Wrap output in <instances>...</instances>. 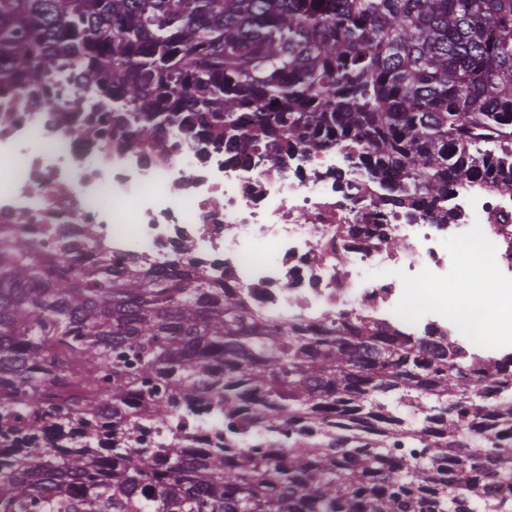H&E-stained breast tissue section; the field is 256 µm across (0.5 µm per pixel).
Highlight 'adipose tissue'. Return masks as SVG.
Returning <instances> with one entry per match:
<instances>
[{
  "label": "adipose tissue",
  "mask_w": 512,
  "mask_h": 512,
  "mask_svg": "<svg viewBox=\"0 0 512 512\" xmlns=\"http://www.w3.org/2000/svg\"><path fill=\"white\" fill-rule=\"evenodd\" d=\"M435 297L464 328L482 327L486 338L512 332V290L496 287L490 265L463 267L455 283L435 293L420 290L418 300Z\"/></svg>",
  "instance_id": "1"
}]
</instances>
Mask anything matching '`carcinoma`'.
Here are the masks:
<instances>
[{
	"mask_svg": "<svg viewBox=\"0 0 512 512\" xmlns=\"http://www.w3.org/2000/svg\"><path fill=\"white\" fill-rule=\"evenodd\" d=\"M48 69L144 141L334 144L411 218L512 193V0H0V89ZM71 254L0 236V512H512V397L459 346L299 336ZM210 412L224 434L139 447Z\"/></svg>",
	"mask_w": 512,
	"mask_h": 512,
	"instance_id": "carcinoma-1",
	"label": "carcinoma"
}]
</instances>
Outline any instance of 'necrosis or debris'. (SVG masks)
I'll return each mask as SVG.
<instances>
[{
	"label": "necrosis or debris",
	"mask_w": 512,
	"mask_h": 512,
	"mask_svg": "<svg viewBox=\"0 0 512 512\" xmlns=\"http://www.w3.org/2000/svg\"><path fill=\"white\" fill-rule=\"evenodd\" d=\"M0 108V234L25 221L42 256L64 236L78 261L199 276L304 331L333 315L438 342L457 333L447 309L406 310L415 290L447 287L455 248L486 236L498 284L512 288V194L466 185L449 202L454 220L411 222L376 206L380 186L333 147L261 161L174 132L161 151L128 128L101 140L82 129L111 105L73 96L50 71L24 96L0 94Z\"/></svg>",
	"instance_id": "1"
}]
</instances>
